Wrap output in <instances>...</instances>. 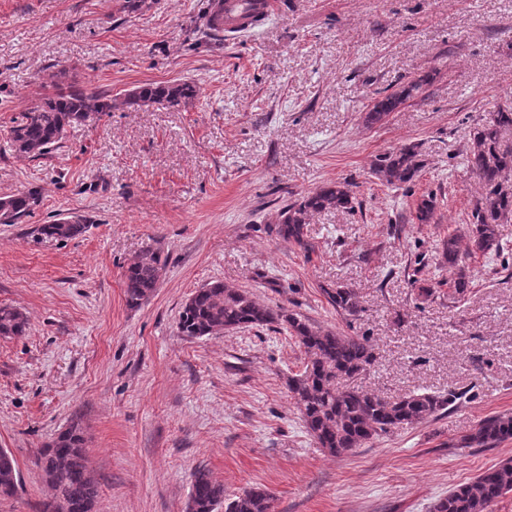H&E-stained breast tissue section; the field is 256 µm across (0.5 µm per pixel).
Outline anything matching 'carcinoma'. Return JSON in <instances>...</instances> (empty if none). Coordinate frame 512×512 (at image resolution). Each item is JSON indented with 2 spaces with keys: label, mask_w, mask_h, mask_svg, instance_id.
<instances>
[{
  "label": "carcinoma",
  "mask_w": 512,
  "mask_h": 512,
  "mask_svg": "<svg viewBox=\"0 0 512 512\" xmlns=\"http://www.w3.org/2000/svg\"><path fill=\"white\" fill-rule=\"evenodd\" d=\"M430 76L399 82L374 99L365 113L370 125L379 124L392 112L422 91ZM200 94L193 83L184 81L150 82L126 93L121 100L77 81L56 85L55 91L20 114L11 129V146L16 155L41 158L59 147L68 127L95 121L120 106L179 109ZM512 127V107L505 106L475 128L466 165L483 185L484 192L471 213L468 254L497 253L501 244L498 226L512 219V149L502 147V132ZM415 145H403L375 158L373 175L388 186L408 184L421 170ZM10 209L8 223L17 224L29 216L38 202V192L4 196ZM353 200L343 182H328L301 196L281 213L279 236L305 251L309 217L331 210H351ZM435 200L422 198L415 208L420 224L433 220ZM87 229L79 220H56L42 224L37 234L43 239L68 240ZM443 255L448 264L461 261L457 237L443 240ZM164 263L156 253H147L124 273V293L131 305L147 300L156 288ZM336 311L357 317L363 311L359 294L352 288L338 287L328 293ZM283 326L304 348L307 362L303 372L288 377V390L308 433L319 447L333 455L360 448L389 431L413 426L447 412L466 398L467 391L453 388L446 395L409 393L395 401L359 388H341V378L357 377L375 361L373 347L365 336L323 330L307 318L284 307L273 309L253 295L220 281L192 294L180 314L178 330L192 338L230 332L246 327ZM26 316L18 308L0 305V338L24 335ZM512 439V415L500 414L481 420L467 435L460 448H490ZM45 482L54 497L41 512H96L98 483L86 453L85 429L75 418L38 457ZM19 476L12 455L0 448V499L17 494ZM512 492V460L499 463L472 482L458 486L437 500L432 512H488L499 497ZM273 512L271 495L255 487L232 497H224V484L205 468L193 473L188 512Z\"/></svg>",
  "instance_id": "1"
}]
</instances>
